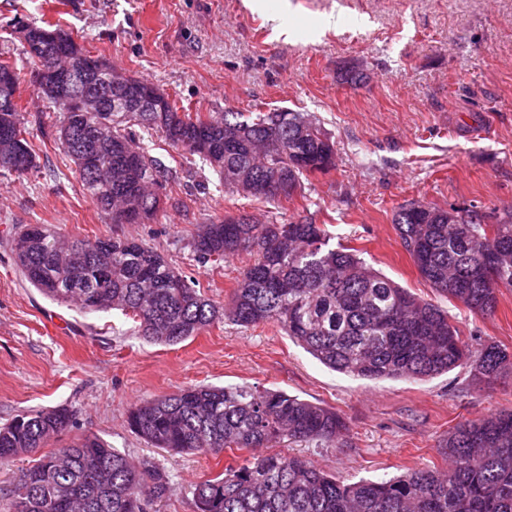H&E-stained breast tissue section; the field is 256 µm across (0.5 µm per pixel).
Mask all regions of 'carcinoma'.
<instances>
[{"label":"carcinoma","instance_id":"carcinoma-1","mask_svg":"<svg viewBox=\"0 0 512 512\" xmlns=\"http://www.w3.org/2000/svg\"><path fill=\"white\" fill-rule=\"evenodd\" d=\"M40 42L36 56L67 54ZM16 66L0 61V170L19 177L37 171L26 137L29 120L17 101ZM57 112L54 142L75 165L89 197L122 224L150 205V218L170 202L162 193L169 170L136 129L198 156L224 190L278 207L295 203L309 177L335 169V144L307 112H238L215 118L181 112L160 94L149 108L86 144L75 134L94 120L50 99ZM72 137L61 141L62 128ZM205 137L204 148L196 147ZM280 170L288 190L268 183ZM403 247L422 278L441 295L483 315L495 311L501 289L512 288V209L402 205L393 215ZM322 224L306 217L265 223L226 215L192 237L202 265L249 253L227 302L218 306L152 247L133 237L78 240L47 224H29L11 241L21 273L47 299L86 313L121 312L134 331L176 345L227 319L250 329L284 330L326 367L363 380L423 379L457 367L471 384L490 388L512 377V353L500 345L464 342L448 311L376 271L358 250L330 244ZM108 287H98L101 276ZM64 407L21 412L0 427V465L36 452L66 431ZM127 425L155 448L175 454L272 448L281 442L335 444L347 431L333 409L283 390L249 386H190L141 401ZM448 467L411 468L393 478L348 483L297 455L268 453L229 463L194 491L196 512H512V410L459 424L444 444ZM171 490L155 462L132 460L97 436H82L43 453L22 470L10 491L12 512H151ZM24 498L25 508L18 507Z\"/></svg>","mask_w":512,"mask_h":512}]
</instances>
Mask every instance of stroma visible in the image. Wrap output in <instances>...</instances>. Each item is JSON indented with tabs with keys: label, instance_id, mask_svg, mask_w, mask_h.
<instances>
[{
	"label": "stroma",
	"instance_id": "35a3bbf8",
	"mask_svg": "<svg viewBox=\"0 0 512 512\" xmlns=\"http://www.w3.org/2000/svg\"><path fill=\"white\" fill-rule=\"evenodd\" d=\"M22 14L60 25L185 111L313 113L336 148L331 175L303 189L315 222L446 309L463 340L512 352V290H501L489 315L439 295L392 222L412 201L512 207V0H0V58L20 71L18 103L40 166L23 178L0 172V425L25 410L68 407L73 424L59 444L97 435L152 460L173 484L156 512H195V486L244 452L154 448L127 426L135 403L194 385L285 390L334 409L347 433L333 447L285 442L278 452L353 481L446 467L442 448L455 426L512 410L510 378L480 390L458 367L422 380H361L323 366L275 326L246 330L224 320L180 344H155L133 335L120 312L86 314L23 281L10 240L22 225L50 224L72 238L142 240L221 303L253 258L198 264L191 237L214 217H261L269 206L225 192L198 157L148 135L152 155L169 168L173 204L147 224L111 223L44 135L52 110L9 28ZM351 63L367 73L365 83L339 81Z\"/></svg>",
	"mask_w": 512,
	"mask_h": 512
}]
</instances>
